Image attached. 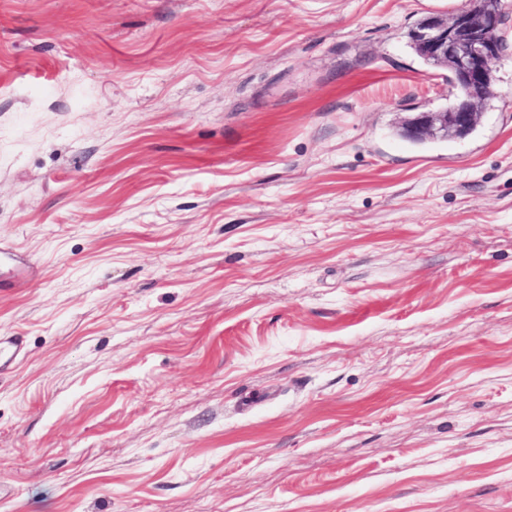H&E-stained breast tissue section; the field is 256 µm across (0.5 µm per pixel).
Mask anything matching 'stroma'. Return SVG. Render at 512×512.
<instances>
[{
	"label": "stroma",
	"mask_w": 512,
	"mask_h": 512,
	"mask_svg": "<svg viewBox=\"0 0 512 512\" xmlns=\"http://www.w3.org/2000/svg\"><path fill=\"white\" fill-rule=\"evenodd\" d=\"M0 0V512H512V0ZM499 0H477L472 10H463L442 19L426 18L413 33L427 57L451 62L450 79L455 95L450 112H421L409 126V134L418 138L468 135L477 125L484 99L494 96L491 61L499 55L498 33L501 25Z\"/></svg>",
	"instance_id": "stroma-1"
}]
</instances>
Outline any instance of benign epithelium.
I'll return each mask as SVG.
<instances>
[{"label":"benign epithelium","instance_id":"7a95c632","mask_svg":"<svg viewBox=\"0 0 512 512\" xmlns=\"http://www.w3.org/2000/svg\"><path fill=\"white\" fill-rule=\"evenodd\" d=\"M498 10H463L446 19L426 18L413 33L426 56L451 62V83L455 88L451 110L421 112L409 126L418 138L468 135L481 115L484 91L491 78V61L499 55Z\"/></svg>","mask_w":512,"mask_h":512}]
</instances>
